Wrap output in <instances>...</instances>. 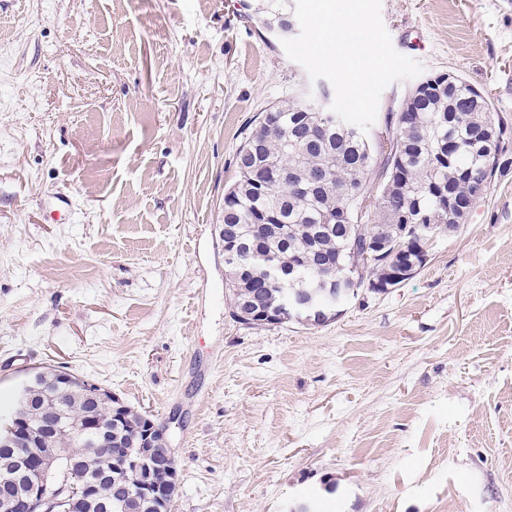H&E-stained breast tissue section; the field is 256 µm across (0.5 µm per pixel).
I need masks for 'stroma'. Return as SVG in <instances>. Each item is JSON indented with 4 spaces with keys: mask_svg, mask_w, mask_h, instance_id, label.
I'll list each match as a JSON object with an SVG mask.
<instances>
[{
    "mask_svg": "<svg viewBox=\"0 0 512 512\" xmlns=\"http://www.w3.org/2000/svg\"><path fill=\"white\" fill-rule=\"evenodd\" d=\"M512 133V0H382ZM332 102L227 0H0V406L62 366L168 424L172 512H512V169L401 287L251 326L224 190L267 108Z\"/></svg>",
    "mask_w": 512,
    "mask_h": 512,
    "instance_id": "1",
    "label": "stroma"
}]
</instances>
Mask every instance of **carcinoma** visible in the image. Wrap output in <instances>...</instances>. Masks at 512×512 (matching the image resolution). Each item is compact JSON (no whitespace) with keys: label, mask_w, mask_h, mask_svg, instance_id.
Instances as JSON below:
<instances>
[{"label":"carcinoma","mask_w":512,"mask_h":512,"mask_svg":"<svg viewBox=\"0 0 512 512\" xmlns=\"http://www.w3.org/2000/svg\"><path fill=\"white\" fill-rule=\"evenodd\" d=\"M294 0H250L247 17L268 33L288 29ZM492 125L487 99L462 79L450 74L430 77L409 93L392 114L391 131L371 134L333 120L331 113L303 95L269 107L251 129L238 155L239 177L224 192V226L253 246L290 264L308 255L306 274L324 275L340 287L347 266V245L362 250L372 237L384 238L398 252H411L417 243L395 231L396 215L406 211L416 224L432 231L451 224L448 190L456 192L455 206L466 207L469 179L487 170L486 131ZM271 168L294 173L296 182L271 181ZM383 180L379 196L368 187L374 177ZM330 230L319 234L322 225ZM245 259L233 254L225 261L229 298L257 293L274 303L279 286L241 273ZM47 399L74 426L92 409L76 391L60 394L48 382L37 393V404ZM67 448L61 464L78 463L83 480L97 486V496L79 500L71 512H110L119 488L133 483L132 473L112 449L78 439ZM27 449L0 446V468L16 467ZM0 512H28L18 486L0 484Z\"/></svg>","instance_id":"cac0c4a2"}]
</instances>
